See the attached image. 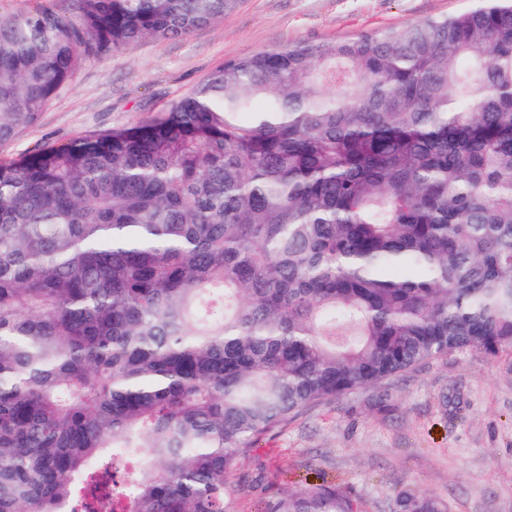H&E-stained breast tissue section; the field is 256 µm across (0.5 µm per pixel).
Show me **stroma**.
<instances>
[{
  "mask_svg": "<svg viewBox=\"0 0 512 512\" xmlns=\"http://www.w3.org/2000/svg\"><path fill=\"white\" fill-rule=\"evenodd\" d=\"M470 0H238L190 35L145 39L86 59L38 122L0 143V164L123 125L147 122L231 59L291 42L400 27ZM308 409L257 441L234 481L236 512L314 481L339 485L364 512H392L408 489L448 512H512V354L433 360L385 385Z\"/></svg>",
  "mask_w": 512,
  "mask_h": 512,
  "instance_id": "obj_1",
  "label": "stroma"
}]
</instances>
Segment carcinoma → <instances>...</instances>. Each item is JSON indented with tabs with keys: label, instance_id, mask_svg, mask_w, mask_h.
<instances>
[{
	"label": "carcinoma",
	"instance_id": "carcinoma-1",
	"mask_svg": "<svg viewBox=\"0 0 512 512\" xmlns=\"http://www.w3.org/2000/svg\"><path fill=\"white\" fill-rule=\"evenodd\" d=\"M65 2L0 13V142L83 60L237 0ZM475 2L228 61L0 165V512H234L303 410L512 352V0ZM265 512L363 510L308 483Z\"/></svg>",
	"mask_w": 512,
	"mask_h": 512
}]
</instances>
